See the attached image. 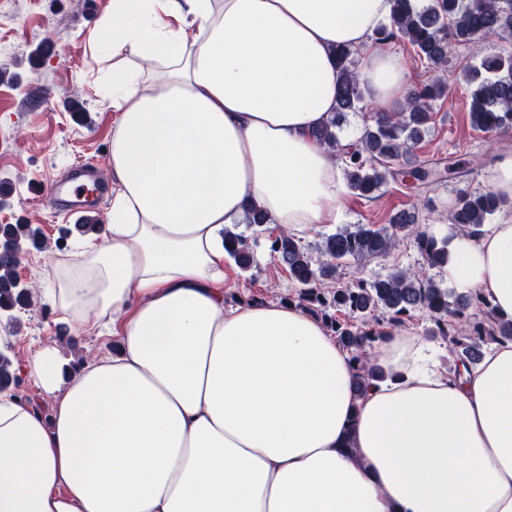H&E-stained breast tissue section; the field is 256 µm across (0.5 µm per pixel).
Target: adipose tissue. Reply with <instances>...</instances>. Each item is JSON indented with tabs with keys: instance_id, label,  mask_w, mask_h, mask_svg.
Masks as SVG:
<instances>
[{
	"instance_id": "ef3b65f1",
	"label": "adipose tissue",
	"mask_w": 512,
	"mask_h": 512,
	"mask_svg": "<svg viewBox=\"0 0 512 512\" xmlns=\"http://www.w3.org/2000/svg\"><path fill=\"white\" fill-rule=\"evenodd\" d=\"M390 12L112 0L109 222L45 286L73 335L104 320L120 350L68 375L35 350L22 371L50 414L0 391V512H512V341L455 375L393 332L373 352L386 379L360 393L320 320L224 295V231L250 207L291 233L335 223L343 187L312 131L336 109V47L358 50L368 97L408 95L370 41ZM441 272L512 321V218L449 228Z\"/></svg>"
}]
</instances>
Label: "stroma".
Wrapping results in <instances>:
<instances>
[{"label":"stroma","mask_w":512,"mask_h":512,"mask_svg":"<svg viewBox=\"0 0 512 512\" xmlns=\"http://www.w3.org/2000/svg\"><path fill=\"white\" fill-rule=\"evenodd\" d=\"M0 182L13 191L0 196V224L19 222L41 228L47 249L30 250L18 267L29 283H37L49 270L61 227L73 224L69 211L52 207L43 197L45 184L65 177L80 163L93 166L104 181L99 187L100 216L112 207L109 174L112 126L118 118L112 109V41L102 35L112 16V0H0ZM389 49L413 78L414 84L443 76L448 89L435 102L433 124L423 140L407 152L406 161L444 168L462 162L465 175L443 177L421 189L402 179L390 181L373 201L344 194L336 223L319 224L300 233L302 244L316 251L324 237L350 224L382 228L395 212L419 207L421 222L437 236L448 230V216L466 193L488 188V169L502 155L512 152V129L483 133L470 119V88L459 74L467 65L491 51H511L512 34L478 37L454 47L447 72L415 59L406 42ZM79 103L87 118L76 121L71 103ZM267 226L255 250L256 264L241 270L234 261L224 266L225 297L256 296L268 301L295 297L297 288L269 250L276 236ZM396 267L421 270L423 276L440 278L427 268L412 238L401 240L386 257L347 260L340 267L342 280H366ZM10 345L15 366H22L38 346L57 347L64 366L76 369L102 350H117L116 342L98 330L71 335L63 311L45 297L34 306L0 314V346Z\"/></svg>","instance_id":"obj_1"}]
</instances>
